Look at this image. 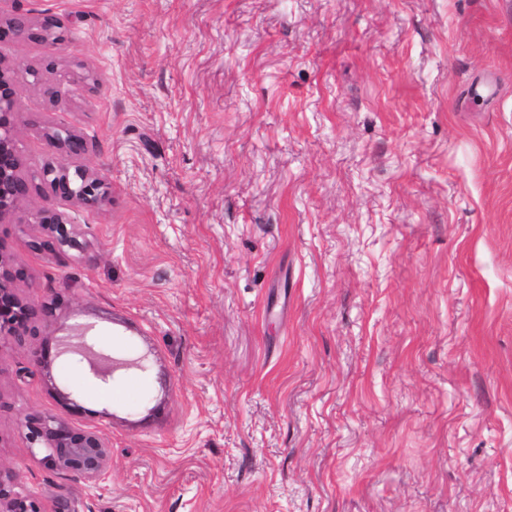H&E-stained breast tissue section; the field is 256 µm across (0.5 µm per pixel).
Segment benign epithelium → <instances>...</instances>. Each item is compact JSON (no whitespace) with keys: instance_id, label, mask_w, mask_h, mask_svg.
Returning <instances> with one entry per match:
<instances>
[{"instance_id":"obj_1","label":"benign epithelium","mask_w":512,"mask_h":512,"mask_svg":"<svg viewBox=\"0 0 512 512\" xmlns=\"http://www.w3.org/2000/svg\"><path fill=\"white\" fill-rule=\"evenodd\" d=\"M8 26L0 27V39L44 37L60 28L59 18L44 15L39 27L32 28L24 21L6 19ZM18 84L11 76V68L0 63V224L11 220L21 200L28 195L30 184L22 173V160L14 135ZM52 146L63 161L44 169L41 181L52 194L76 200L89 209L101 207L111 194V185L97 171L71 167L66 159L85 151L84 141L67 129L56 128L47 132ZM41 233L31 241L38 252H61L64 248L79 246L77 233L69 225L66 214L46 206L38 211ZM27 277L26 269L9 265L0 255V338L19 337L27 333L29 324L38 315H52L53 307L35 306L17 292V284ZM89 327H79L72 334L56 340V356L85 361L93 375L106 383L112 379L113 368H102L96 363L100 354L88 336ZM54 356V357H56ZM54 357L43 354L38 364L50 371ZM24 427L31 443L42 445L47 464L62 473L98 482L107 474L110 443L98 431L77 428L69 422L42 414H30ZM16 472L0 465V512H44L38 501L15 491Z\"/></svg>"}]
</instances>
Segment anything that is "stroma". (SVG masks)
Returning <instances> with one entry per match:
<instances>
[{"instance_id": "35a3bbf8", "label": "stroma", "mask_w": 512, "mask_h": 512, "mask_svg": "<svg viewBox=\"0 0 512 512\" xmlns=\"http://www.w3.org/2000/svg\"><path fill=\"white\" fill-rule=\"evenodd\" d=\"M63 43L0 41L38 179L0 224L55 302L0 340V465L44 512H512V0H0ZM39 70L33 84L26 68ZM55 87L47 97L43 86ZM82 250L37 253V213ZM148 358L102 384L36 357L68 327ZM109 441L90 483L49 468L29 414ZM52 146L62 155L63 161L44 169L41 181L52 194L76 200L89 209L101 207L111 194V185L98 171L76 166L71 173L68 158L85 151L84 141L67 129L56 128L47 132Z\"/></svg>"}]
</instances>
